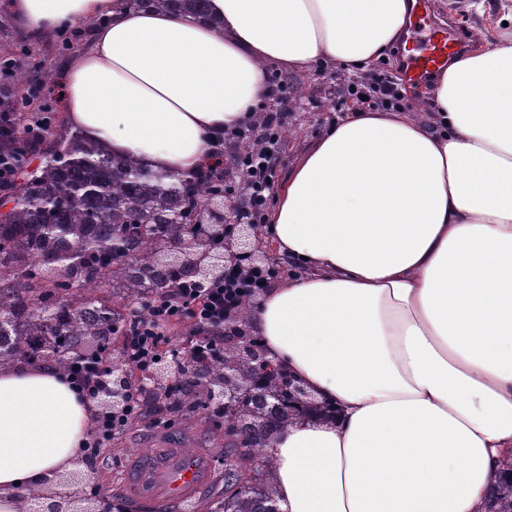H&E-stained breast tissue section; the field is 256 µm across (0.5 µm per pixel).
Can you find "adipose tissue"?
Listing matches in <instances>:
<instances>
[{"instance_id": "ef3b65f1", "label": "adipose tissue", "mask_w": 512, "mask_h": 512, "mask_svg": "<svg viewBox=\"0 0 512 512\" xmlns=\"http://www.w3.org/2000/svg\"><path fill=\"white\" fill-rule=\"evenodd\" d=\"M415 0H8L36 44L98 20L57 72L69 126L188 175L255 122L264 66L366 70ZM436 74L433 110L330 124L275 191L262 238L293 265L248 322L329 413L272 441L281 512H484L512 458V28ZM93 404L48 364L0 369V512L80 465Z\"/></svg>"}]
</instances>
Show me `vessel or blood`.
I'll return each instance as SVG.
<instances>
[{"mask_svg": "<svg viewBox=\"0 0 512 512\" xmlns=\"http://www.w3.org/2000/svg\"><path fill=\"white\" fill-rule=\"evenodd\" d=\"M424 0H418L410 20L414 32L411 46L404 49L403 76L407 82L420 83L444 70L449 59L463 49L458 39H449L440 29L426 28ZM192 436L180 438L155 432L149 437L152 452L136 459L126 476L131 498L152 503L157 512H174L181 504L198 500L212 482V472L188 451Z\"/></svg>", "mask_w": 512, "mask_h": 512, "instance_id": "b4317fda", "label": "vessel or blood"}]
</instances>
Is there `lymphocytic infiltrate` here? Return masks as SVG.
I'll return each instance as SVG.
<instances>
[{"label": "lymphocytic infiltrate", "mask_w": 512, "mask_h": 512, "mask_svg": "<svg viewBox=\"0 0 512 512\" xmlns=\"http://www.w3.org/2000/svg\"><path fill=\"white\" fill-rule=\"evenodd\" d=\"M269 93L257 110L261 114L258 122L245 127V134L251 135L260 144L259 150L249 154L239 167L227 169L226 178L232 183H245L248 189V203L241 213V220L261 223L268 207L274 178L273 153L281 142L280 114L271 109V102L290 103L287 85L278 77L268 79ZM273 277L271 268L250 266L241 268L229 266L224 279L218 283H196L176 289L172 296L156 298L148 303L146 316H134L125 330L127 359L138 369H146L159 356V344L164 329L171 323L190 318L209 336L205 343L191 344V351L209 359L219 355L224 339L217 331L224 326L227 313L236 311L247 297L265 291ZM151 392L142 384L129 388V402L120 412L97 418L95 435L84 444L82 454L90 467H97L103 461L112 444V438L129 422L152 416L153 410L147 399Z\"/></svg>", "instance_id": "obj_1"}]
</instances>
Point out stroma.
<instances>
[{"instance_id":"obj_1","label":"stroma","mask_w":512,"mask_h":512,"mask_svg":"<svg viewBox=\"0 0 512 512\" xmlns=\"http://www.w3.org/2000/svg\"><path fill=\"white\" fill-rule=\"evenodd\" d=\"M433 25L444 26L450 37H462L468 45L494 47L487 33L495 20L512 12V0H430ZM92 26L90 22L56 34L42 45H33L14 25L10 16L0 10V60L14 62L16 71L33 73L47 67L57 70L70 53L80 48ZM401 54L377 62L366 71H349L341 67L313 64L300 73H286L290 85L299 87V99L284 113L281 146L282 160L275 170V181H282L296 154L315 139L336 117L347 112L352 101L347 96L348 85L390 76L399 77ZM164 431L170 434H193L192 449L207 456L213 483L201 502L212 505L224 497V430L210 422L204 412L184 408L175 412L163 409L153 418L128 424L112 439V457L96 468L83 467L85 487H98L100 496L90 497L94 512H154L147 504H136L124 488L123 474L135 452L146 451L148 434Z\"/></svg>"}]
</instances>
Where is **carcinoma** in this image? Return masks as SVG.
<instances>
[{
	"mask_svg": "<svg viewBox=\"0 0 512 512\" xmlns=\"http://www.w3.org/2000/svg\"><path fill=\"white\" fill-rule=\"evenodd\" d=\"M147 1L158 9L177 4L204 13L207 0ZM29 94L7 103L21 128L40 119L25 115ZM42 162L20 184L1 186L13 201L0 215V367L44 361L66 370L81 354L96 353L112 363L114 335L122 310L142 308L167 296L178 283L200 276L190 262H161L171 245L192 242L201 225L186 224L192 205L224 196L219 179L175 177L106 153L74 132L40 145ZM120 280L112 298L86 294L67 300L77 283ZM253 355L226 346L219 359L196 362L187 353L184 369L195 372L182 402L195 410L212 399L210 386L224 384V501L210 512H279L273 492L271 436L299 418L307 402L288 392V378L263 369L255 355L260 341L248 338ZM44 498L26 489L19 512Z\"/></svg>",
	"mask_w": 512,
	"mask_h": 512,
	"instance_id": "1",
	"label": "carcinoma"
}]
</instances>
